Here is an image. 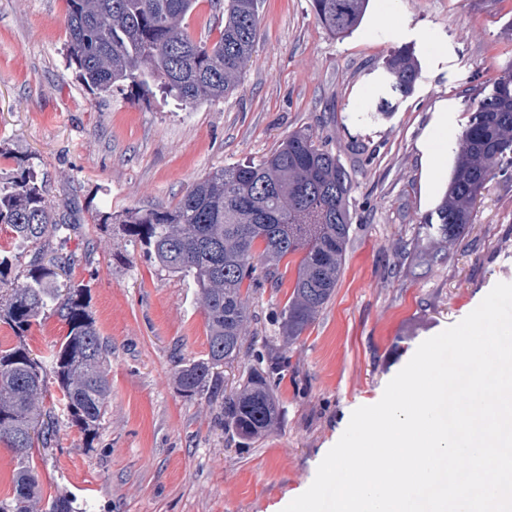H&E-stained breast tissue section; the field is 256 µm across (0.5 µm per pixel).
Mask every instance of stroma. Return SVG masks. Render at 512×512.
<instances>
[{
    "mask_svg": "<svg viewBox=\"0 0 512 512\" xmlns=\"http://www.w3.org/2000/svg\"><path fill=\"white\" fill-rule=\"evenodd\" d=\"M256 51L238 87L193 107L127 87L92 92L66 58L64 0H0V179L35 169L72 224L60 283L89 289L112 354V397L94 437L59 428L35 449L47 512H282L312 483L352 412L377 403L426 339L512 283V179H492L460 243L416 277L401 247L438 204L472 98L512 62V0H370L360 26L331 35L310 0H258ZM400 48L419 65L413 92L383 115V63ZM317 137L352 180L342 276L315 322L284 347L281 312L299 256L279 287L250 292L226 390L280 356L272 389L281 427L239 446L219 401L178 390V362L208 352L193 285L159 267L116 223L133 208L174 205L212 172L269 156L288 134ZM67 333L46 314L25 336L0 320V348L49 356Z\"/></svg>",
    "mask_w": 512,
    "mask_h": 512,
    "instance_id": "35a3bbf8",
    "label": "stroma"
}]
</instances>
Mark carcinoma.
<instances>
[{"label": "carcinoma", "instance_id": "carcinoma-1", "mask_svg": "<svg viewBox=\"0 0 512 512\" xmlns=\"http://www.w3.org/2000/svg\"><path fill=\"white\" fill-rule=\"evenodd\" d=\"M224 4V26L212 43L193 40L183 21L198 0H66L67 60L93 91L110 95L125 86L148 90L149 81L188 105L233 92L252 58L260 18L257 0ZM323 27L335 36L356 30L369 0H311ZM391 98L410 95L418 67L407 49L384 62ZM512 178V63L491 90L471 101V113L452 148L444 195L421 225L429 242L455 245L472 223L475 206L495 176ZM346 170L314 136L289 134L268 157L224 167L198 182L172 207L131 209L120 220L129 240L147 247L168 272L196 288L208 329L207 357L179 362V391L192 398L219 396L215 367L241 353L250 319L249 290L279 286L281 262L301 254L294 288L281 315L283 341L295 344L330 300L341 273L351 228ZM0 224L30 253L26 264L0 252V318L17 336L51 312L67 326L48 361L22 343L0 349V443L18 460L12 497L0 512H35L37 477L26 466L32 450L47 447L57 425L96 433L107 414L111 387L109 349L89 310L88 289L57 285L55 259L45 260L49 239H64L71 223L50 196L46 181L29 169L0 181ZM272 371L255 370L236 392L224 395V431L244 441L268 435L280 423ZM63 394L59 419L44 410L46 379Z\"/></svg>", "mask_w": 512, "mask_h": 512}]
</instances>
